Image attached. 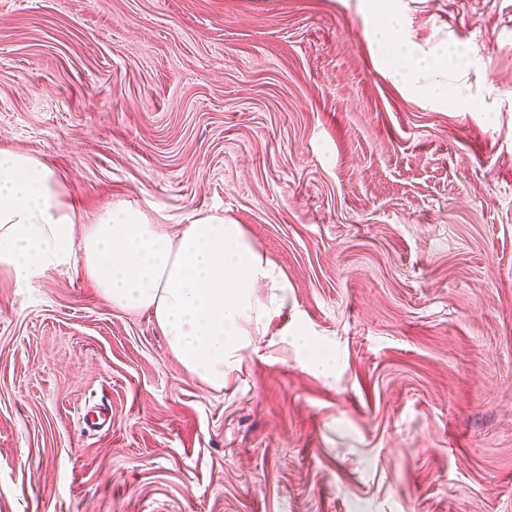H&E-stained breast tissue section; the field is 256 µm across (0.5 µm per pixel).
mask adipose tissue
<instances>
[{"label": "adipose tissue", "mask_w": 512, "mask_h": 512, "mask_svg": "<svg viewBox=\"0 0 512 512\" xmlns=\"http://www.w3.org/2000/svg\"><path fill=\"white\" fill-rule=\"evenodd\" d=\"M371 7L376 40L393 58L395 75L416 84L429 71H447V55L417 57L395 36L394 0H372ZM76 266L112 306L150 312L184 370L215 389L281 313L288 286L223 216L196 217L173 233L121 203L83 224L47 162L1 151L0 270L21 285Z\"/></svg>", "instance_id": "1"}]
</instances>
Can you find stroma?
Wrapping results in <instances>:
<instances>
[{
  "mask_svg": "<svg viewBox=\"0 0 512 512\" xmlns=\"http://www.w3.org/2000/svg\"><path fill=\"white\" fill-rule=\"evenodd\" d=\"M367 5L0 0V150L288 281L215 390L82 270L0 271V512H512V0H397L466 54L418 92ZM297 347L299 351L303 352L305 366L308 369L325 374L332 367L333 358L331 354L313 344L310 340L303 338V342L298 343Z\"/></svg>",
  "mask_w": 512,
  "mask_h": 512,
  "instance_id": "stroma-1",
  "label": "stroma"
}]
</instances>
